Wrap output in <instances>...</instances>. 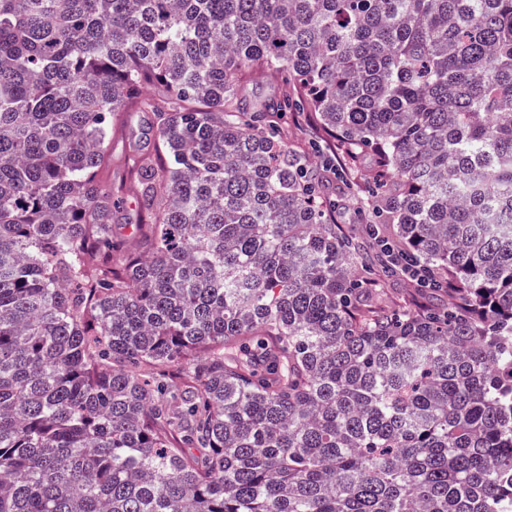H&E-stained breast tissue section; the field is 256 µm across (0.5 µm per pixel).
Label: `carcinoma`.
<instances>
[{
  "mask_svg": "<svg viewBox=\"0 0 512 512\" xmlns=\"http://www.w3.org/2000/svg\"><path fill=\"white\" fill-rule=\"evenodd\" d=\"M284 105L448 306H387ZM0 512H512V0H0ZM288 85L281 80H270L261 75L254 77L245 85L247 103L264 100H283L288 94ZM275 121L278 134L287 137L292 144L304 149L313 165L326 166V163H330L332 171L329 174L328 193L339 201L336 206V224H341L349 235L361 238L364 227L362 223L366 222L361 210L368 193L364 189L355 188L352 191L347 189L346 180L358 182L361 185L368 183L373 187L378 173L372 161L364 158L354 171L345 170L338 160L339 151L336 149L335 152L332 142L314 119L309 114L302 113V110L279 112ZM156 135L146 116L140 114L125 125L112 129L110 149L112 160L104 172V179L112 186L127 181L129 159L151 150ZM125 193L122 203L119 205V208L116 209V218L112 220V224H116V234L122 237L128 234V229L125 224L135 223L137 210L135 191L127 189Z\"/></svg>",
  "mask_w": 512,
  "mask_h": 512,
  "instance_id": "carcinoma-1",
  "label": "carcinoma"
}]
</instances>
